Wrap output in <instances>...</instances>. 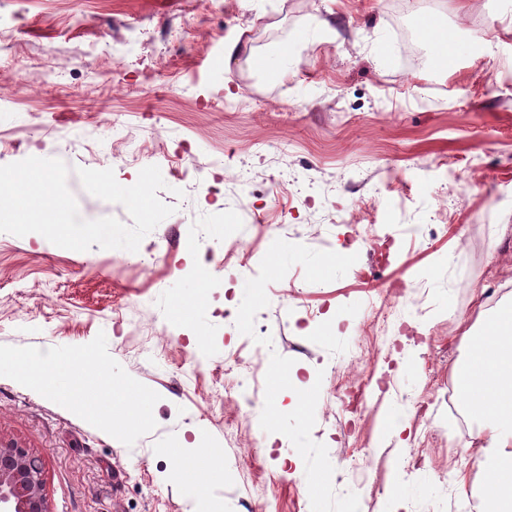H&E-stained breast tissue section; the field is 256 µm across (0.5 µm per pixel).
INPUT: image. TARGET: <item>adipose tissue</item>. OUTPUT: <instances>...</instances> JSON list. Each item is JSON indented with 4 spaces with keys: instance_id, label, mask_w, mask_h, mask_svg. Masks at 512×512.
I'll use <instances>...</instances> for the list:
<instances>
[{
    "instance_id": "obj_1",
    "label": "adipose tissue",
    "mask_w": 512,
    "mask_h": 512,
    "mask_svg": "<svg viewBox=\"0 0 512 512\" xmlns=\"http://www.w3.org/2000/svg\"><path fill=\"white\" fill-rule=\"evenodd\" d=\"M470 347L453 378L462 404L484 421L487 432L478 444L480 463L494 494L479 499L476 512H512V306L503 307L481 332L465 330ZM76 359H59L46 371L37 354L0 351V374H8L33 389L59 396L72 412L87 402L74 389Z\"/></svg>"
}]
</instances>
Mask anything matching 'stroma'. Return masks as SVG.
<instances>
[{"label":"stroma","mask_w":512,"mask_h":512,"mask_svg":"<svg viewBox=\"0 0 512 512\" xmlns=\"http://www.w3.org/2000/svg\"><path fill=\"white\" fill-rule=\"evenodd\" d=\"M502 2L434 0L471 47L448 68L404 59L416 0H0V165L60 159L83 219L126 224L75 170L130 186L155 165L175 208L135 252L0 234V350L91 355L81 417L0 376V439L43 458L51 512H463L492 493L479 420L451 425L440 396L460 321L512 304ZM228 210L257 265L219 244L186 262ZM245 340L261 431L224 397ZM362 383L366 409H338Z\"/></svg>","instance_id":"obj_1"}]
</instances>
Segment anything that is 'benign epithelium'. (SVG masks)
<instances>
[{
    "label": "benign epithelium",
    "mask_w": 512,
    "mask_h": 512,
    "mask_svg": "<svg viewBox=\"0 0 512 512\" xmlns=\"http://www.w3.org/2000/svg\"><path fill=\"white\" fill-rule=\"evenodd\" d=\"M43 459L0 439V512H49Z\"/></svg>",
    "instance_id": "benign-epithelium-1"
}]
</instances>
